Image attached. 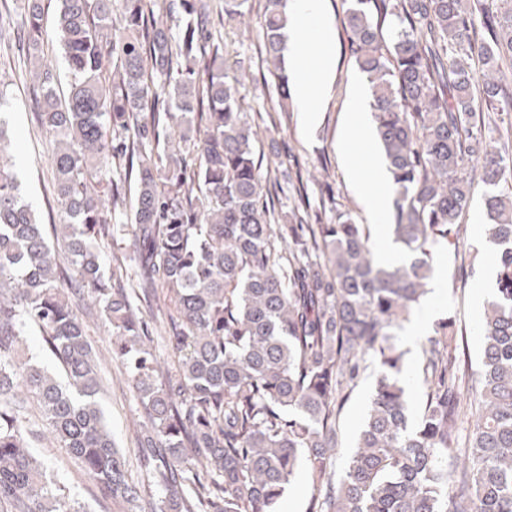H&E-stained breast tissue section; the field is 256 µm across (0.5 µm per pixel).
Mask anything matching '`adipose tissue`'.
<instances>
[{"mask_svg":"<svg viewBox=\"0 0 512 512\" xmlns=\"http://www.w3.org/2000/svg\"><path fill=\"white\" fill-rule=\"evenodd\" d=\"M292 33H310L313 42L308 51H297L291 71V88L297 111L313 125L321 101L331 89L334 66L333 29L325 11L326 0H290ZM348 173L365 212L373 223H382L391 204L385 164L375 156L360 162L349 158Z\"/></svg>","mask_w":512,"mask_h":512,"instance_id":"1","label":"adipose tissue"}]
</instances>
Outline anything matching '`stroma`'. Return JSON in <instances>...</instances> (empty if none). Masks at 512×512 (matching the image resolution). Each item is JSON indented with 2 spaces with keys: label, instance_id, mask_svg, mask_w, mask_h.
I'll return each mask as SVG.
<instances>
[{
  "label": "stroma",
  "instance_id": "35a3bbf8",
  "mask_svg": "<svg viewBox=\"0 0 512 512\" xmlns=\"http://www.w3.org/2000/svg\"><path fill=\"white\" fill-rule=\"evenodd\" d=\"M265 0H210L213 31L224 41V72L235 84L242 105L249 112L258 132L256 152L261 162L263 183L274 200L276 212H285L293 204L295 192L308 196V221L332 224L337 214L346 213L356 223L367 221L365 210L346 177L345 158L377 153L375 138L365 137L355 121L357 113L368 111L365 80L350 56L343 33L346 0H326L332 19L334 81L322 112L311 130H304L303 115L296 110L280 111L279 85L270 74L259 37ZM43 53L39 62H31L14 45L0 44V89L5 92L7 110L17 148L16 169L22 179V193L32 203L43 223L59 221L51 163L55 138L38 120V89L34 65H47L64 72L55 19L59 0H43ZM487 187L475 181L471 206L462 224L459 249L437 258L435 282L439 318L453 322L461 352L470 371H477L481 354V323L484 306L494 292L495 276L485 268V255L478 241V230L487 222L484 195ZM89 338L102 358L101 374L107 384L102 398L106 422L119 448L125 452L129 476L146 478L141 460L135 420L142 408L121 368L109 355L111 328L100 316L87 320ZM375 383L373 369L361 371L355 388L345 401L339 419L344 448L353 446L368 408ZM37 454L54 473L63 492L78 499L88 512H118L112 502L101 496L94 482L84 476L65 449L50 440L38 443Z\"/></svg>",
  "mask_w": 512,
  "mask_h": 512
}]
</instances>
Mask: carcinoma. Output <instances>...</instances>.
Listing matches in <instances>:
<instances>
[{
	"instance_id": "1",
	"label": "carcinoma",
	"mask_w": 512,
	"mask_h": 512,
	"mask_svg": "<svg viewBox=\"0 0 512 512\" xmlns=\"http://www.w3.org/2000/svg\"><path fill=\"white\" fill-rule=\"evenodd\" d=\"M58 42L70 76L37 69L39 116L56 136L52 174L62 223H40L4 155L0 111V512H85L34 454L27 402L59 448L121 512H277L300 469L315 494L306 512H512V145L482 133L498 111L512 136V0H353L344 28L369 88L394 195L390 232L409 254L378 263L363 224L306 223L275 213L263 191L252 118L224 81L223 46L205 0H59ZM0 9V42L42 51V0ZM283 0H266L260 36L287 111ZM208 83L196 80L200 65ZM180 119L177 137L170 120ZM109 180L113 209L90 186ZM489 187L487 239L498 247L496 294L482 325L474 429L459 443L465 375L452 322L422 345L408 404L397 330L428 293L435 260L459 242L472 180ZM134 190L129 250L106 268L122 185ZM67 255L72 269L59 262ZM134 270L127 286L117 271ZM112 327L111 359L145 421L138 441L163 487L145 500L99 403L101 363L85 295ZM163 296L161 365L140 306ZM42 336L56 370L21 352ZM374 392L342 472L339 417L360 370Z\"/></svg>"
}]
</instances>
